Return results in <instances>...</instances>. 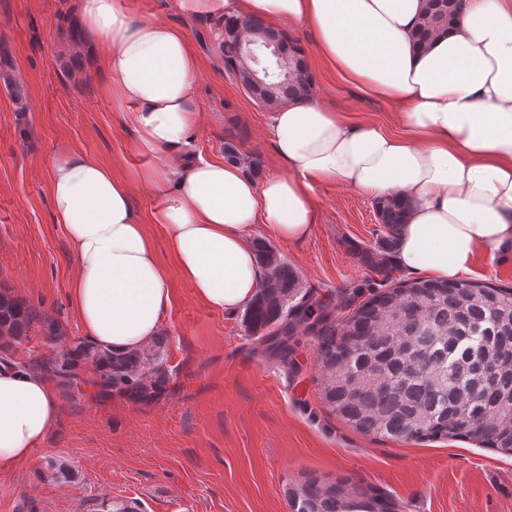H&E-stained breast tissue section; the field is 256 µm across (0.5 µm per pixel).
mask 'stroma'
I'll list each match as a JSON object with an SVG mask.
<instances>
[{"label":"stroma","instance_id":"obj_1","mask_svg":"<svg viewBox=\"0 0 512 512\" xmlns=\"http://www.w3.org/2000/svg\"><path fill=\"white\" fill-rule=\"evenodd\" d=\"M134 14L184 29L202 60L194 96L201 119L187 157L220 158L235 138L265 170L279 161L264 136L269 108L224 70L220 17L181 14L171 0H129ZM79 0H0V291L58 321L62 344L39 327L0 336V350L41 370L59 349L87 343L70 300L75 258L50 197L47 162L80 152L114 175L149 168L133 151L134 129L101 88L97 40L79 33ZM299 39L315 83L314 100L357 121L404 129L383 100L364 97L320 62L310 31L283 23ZM320 213L309 238L270 242L319 298L360 301L382 277L358 248L383 232L375 202L338 182L312 189ZM176 299L161 331L173 377L150 404L100 394L91 359L80 358L72 386L52 378L60 416L14 472L0 474V512H108L115 501L137 512H294L284 488L317 478L346 481L391 497L397 512H512V455L459 440L377 439L343 422L322 401L317 342L294 338L295 367L280 364L251 336L242 314L201 302L177 271Z\"/></svg>","mask_w":512,"mask_h":512}]
</instances>
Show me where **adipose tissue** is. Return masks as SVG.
Masks as SVG:
<instances>
[{"label":"adipose tissue","instance_id":"obj_1","mask_svg":"<svg viewBox=\"0 0 512 512\" xmlns=\"http://www.w3.org/2000/svg\"><path fill=\"white\" fill-rule=\"evenodd\" d=\"M188 16L288 21L309 29L345 80L401 113L405 131L355 124L301 100L273 112L268 134L281 161L262 180L222 159L180 164L197 126L198 59L183 30L135 17L127 0H80L99 36L105 92L128 109L135 150L156 163L141 173L162 202L154 223L179 275L210 308L233 314L264 275L249 233L263 226L306 239L316 182H340L409 202L394 262L454 281L478 251L512 245V0H464L457 24L416 48L422 0H175ZM54 217L74 252L72 302L87 340L115 354L147 347L173 302L168 272L136 215L128 180L67 152L49 166ZM55 388L36 371L0 362V473L14 471L59 417Z\"/></svg>","mask_w":512,"mask_h":512}]
</instances>
